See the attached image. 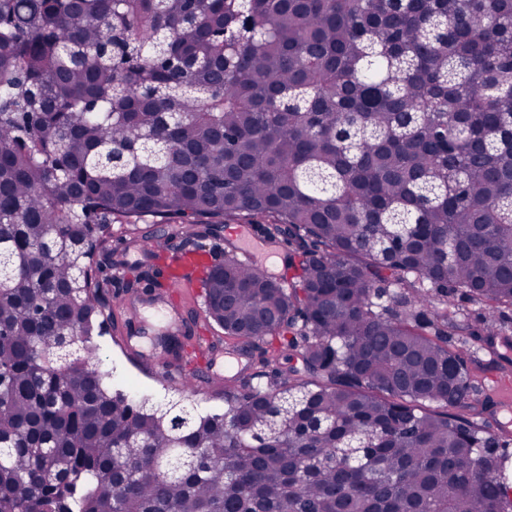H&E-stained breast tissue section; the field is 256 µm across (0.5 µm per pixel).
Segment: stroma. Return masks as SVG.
I'll use <instances>...</instances> for the list:
<instances>
[{
  "label": "stroma",
  "instance_id": "stroma-1",
  "mask_svg": "<svg viewBox=\"0 0 512 512\" xmlns=\"http://www.w3.org/2000/svg\"><path fill=\"white\" fill-rule=\"evenodd\" d=\"M112 311L113 327L100 339L98 361L102 371L108 373L113 388L135 390L153 405L170 403H195L204 411H220L224 408V383L234 378L236 371L230 368L226 356H200L198 363L180 364L181 372H196L199 380L193 393H186L169 380L166 364L153 362L150 350L156 336L162 335L167 322L164 312L151 303L138 304L143 336L132 345H124L122 336L129 325L128 296L124 285L112 286L107 294ZM449 348L474 355L472 371L481 389V396L488 400L498 424L497 433L503 445L501 455L505 459L506 472L512 478V400L503 399L492 391L489 379L504 373L512 374V350L488 348L472 353L466 337L455 336L448 341Z\"/></svg>",
  "mask_w": 512,
  "mask_h": 512
}]
</instances>
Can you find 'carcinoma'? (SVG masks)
Returning a JSON list of instances; mask_svg holds the SVG:
<instances>
[{"label":"carcinoma","instance_id":"obj_1","mask_svg":"<svg viewBox=\"0 0 512 512\" xmlns=\"http://www.w3.org/2000/svg\"><path fill=\"white\" fill-rule=\"evenodd\" d=\"M138 221L292 247L201 279L222 412L99 368ZM458 291L512 309V0H0V512H512Z\"/></svg>","mask_w":512,"mask_h":512}]
</instances>
